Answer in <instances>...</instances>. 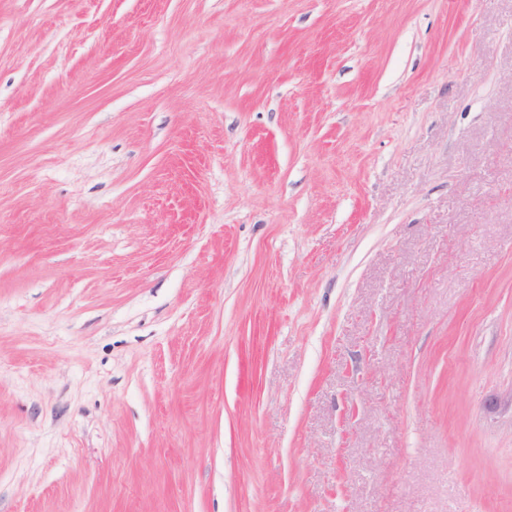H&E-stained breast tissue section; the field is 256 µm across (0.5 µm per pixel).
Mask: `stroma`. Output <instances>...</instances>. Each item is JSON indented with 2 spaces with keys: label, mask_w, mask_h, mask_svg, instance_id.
Here are the masks:
<instances>
[{
  "label": "stroma",
  "mask_w": 512,
  "mask_h": 512,
  "mask_svg": "<svg viewBox=\"0 0 512 512\" xmlns=\"http://www.w3.org/2000/svg\"><path fill=\"white\" fill-rule=\"evenodd\" d=\"M0 512H512V0H0Z\"/></svg>",
  "instance_id": "35a3bbf8"
}]
</instances>
